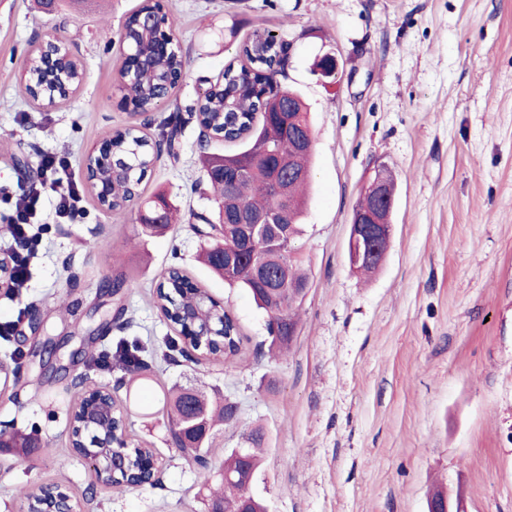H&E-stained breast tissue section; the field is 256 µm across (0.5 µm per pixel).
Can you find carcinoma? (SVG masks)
<instances>
[{
  "instance_id": "obj_1",
  "label": "carcinoma",
  "mask_w": 512,
  "mask_h": 512,
  "mask_svg": "<svg viewBox=\"0 0 512 512\" xmlns=\"http://www.w3.org/2000/svg\"><path fill=\"white\" fill-rule=\"evenodd\" d=\"M277 36L267 33H255L243 47L246 63L236 67L228 65L223 71L220 84L205 89L190 105L185 106L187 117L182 122H197L204 130V136L224 137V113L229 110L239 114L243 134L236 137L240 143L239 150L233 153L207 154L203 159L205 178L215 207L209 212H193L190 223L203 241L202 259L204 263L230 288H243L253 297L257 306L268 317L267 329L271 337L270 350L281 353L288 349L296 331V309L301 300L295 298L293 287L309 285V276L299 268L292 258V249L279 250L268 242H259L256 246L244 244L238 235V227L230 220L241 210L264 213L274 209L286 208L290 221L282 226L286 238L296 240L302 233V223L307 208L304 189L310 176L313 152L299 153L294 143L293 129L275 126L270 123L269 114L280 112L288 107L303 124L306 131H311L308 111L301 97L294 91L281 85L278 76L285 67H274V51L271 44ZM139 84L140 100L144 111L149 112L157 104L154 99L157 84L164 81V76L147 71L136 76ZM271 150L275 164L282 171L292 170L295 175L285 180L280 188H275L270 160L265 156L264 148ZM112 152L123 161L116 180L110 212L114 216L126 214L124 201L139 193V187L151 168L152 157L147 151V137L140 131L127 129L112 136ZM224 168L226 174L238 175L236 190L227 194L224 183L213 178L212 173ZM156 200L164 202V223L148 224L144 216L153 215L154 205H149L146 214L139 215L142 233L153 234L167 227L171 220L174 206L162 194ZM246 255L248 260L231 271L216 261L218 255L229 251ZM276 259L287 270L286 281L277 291H267L256 280L250 263L255 261L265 264ZM158 306L172 327L181 332L186 324L181 313L194 310L204 322H209L214 329L213 335L204 341L201 352L213 359H230L241 350V337L236 325L227 311L220 307L206 290H201L196 283L177 271L169 270L157 285ZM142 346L136 342H122L117 347L119 362L125 371L136 373L146 367L141 358ZM197 405L202 424L208 435H192L193 459L202 455L206 461L198 464L200 489L205 497L217 501L222 512H241L242 497L236 489L216 481L215 471L223 475H235L241 471L242 458L239 452L232 451L222 464L215 468L207 460L214 447L217 433L224 425L236 418L237 406L222 397H209L193 386H173L164 394L163 410L166 411L169 424H179L184 420V398L186 392ZM68 426L73 434H82V441L99 442L108 430L100 423H89L79 415H68ZM245 448L251 474H256L260 466L262 435L259 431L251 432L246 438Z\"/></svg>"
}]
</instances>
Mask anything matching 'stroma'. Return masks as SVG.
Instances as JSON below:
<instances>
[{"label": "stroma", "mask_w": 512, "mask_h": 512, "mask_svg": "<svg viewBox=\"0 0 512 512\" xmlns=\"http://www.w3.org/2000/svg\"><path fill=\"white\" fill-rule=\"evenodd\" d=\"M54 13L35 0H0V225L31 189L41 242L21 297L0 292V359L17 361L18 399L0 394V431L31 448H0V512H19L23 491L58 484L90 512H206L196 467L173 448L158 398L173 385L219 390L238 418L215 455L263 433V466L250 487L267 512H428L445 487L462 512H512V0H162L178 21L189 65L169 96L134 116L116 91L118 34L142 0H94ZM290 45L283 85L308 104L314 163L304 233L294 255L310 282L288 352L268 351L267 314L243 289L199 263L190 212L210 207L197 123L181 132L179 158L160 153L141 185L183 220L145 235L139 205L117 218L84 192L83 213L57 212L52 178L84 184L86 153L134 124L151 140L169 130L225 65L244 61L254 31ZM65 41L84 68L81 87L49 105L20 80L39 43ZM336 81L314 69L325 54ZM49 156L65 158L55 177ZM397 185L386 259L371 276L350 267L353 210L378 165ZM96 241L93 250L84 241ZM179 268L235 318L241 351L195 362L167 351L173 328L155 302L162 275ZM132 288L107 296L104 280ZM145 348L147 371L116 397L128 436L167 465L154 486L125 493L95 483L71 449L66 415L76 376L114 385V368L90 369L73 350Z\"/></svg>", "instance_id": "obj_1"}]
</instances>
